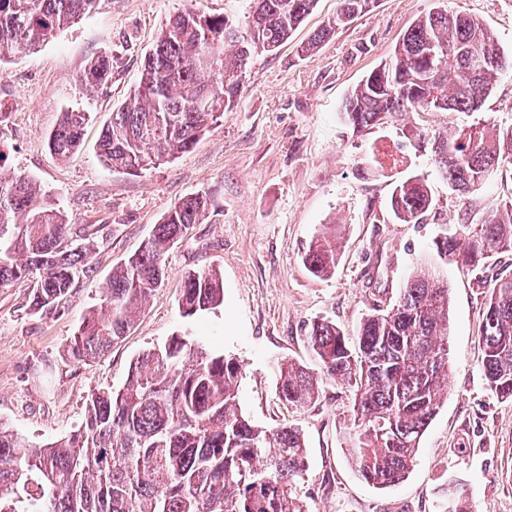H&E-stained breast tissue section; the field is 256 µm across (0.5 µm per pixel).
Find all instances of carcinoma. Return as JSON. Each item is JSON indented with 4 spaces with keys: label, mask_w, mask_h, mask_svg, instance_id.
<instances>
[{
    "label": "carcinoma",
    "mask_w": 512,
    "mask_h": 512,
    "mask_svg": "<svg viewBox=\"0 0 512 512\" xmlns=\"http://www.w3.org/2000/svg\"><path fill=\"white\" fill-rule=\"evenodd\" d=\"M242 35L234 18L200 11L169 15L145 55L139 85L104 129L99 157L126 174L169 162L194 147L224 112L238 106L253 54L278 50L316 0H249ZM417 16L390 58L348 94L347 123L371 127L396 112H474L502 74L512 70L479 19L448 9V0ZM99 0H0V58L29 52L95 9ZM374 0H340V12L301 46L312 54L336 29L371 10ZM112 77L99 56L81 83ZM86 112H64L48 147L65 158L78 149ZM448 187L464 196L496 172L512 169V123L456 129L432 143ZM210 198L179 200L140 250L112 270L104 305L92 308L66 346L80 363L105 354L136 321L143 302L166 276V255L191 224L203 222ZM390 207L419 224L433 207L426 182L411 176L393 189ZM435 265L423 266L388 307L375 304L347 334L335 322L312 323L310 362L277 365L280 401L302 409L323 383L347 388L351 427L345 442L355 474L377 488L401 483L416 462L422 436L448 387L450 288L436 264L471 273L512 253V212L461 224L433 240ZM90 244L61 205L27 177L0 176V288L30 282L28 309L52 310L80 277L92 272ZM302 263L317 278L336 272V235L322 232ZM224 304L219 269L189 270L179 300L185 317ZM488 389L512 400V277L485 295L480 336ZM242 364L198 340L174 336L131 363L124 385L91 394L80 427L47 445L24 446L0 426V512H308L299 493L308 448L299 428L265 430L242 412ZM448 512H475L465 486L448 479Z\"/></svg>",
    "instance_id": "carcinoma-1"
}]
</instances>
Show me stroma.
I'll use <instances>...</instances> for the list:
<instances>
[{"label": "stroma", "instance_id": "stroma-1", "mask_svg": "<svg viewBox=\"0 0 512 512\" xmlns=\"http://www.w3.org/2000/svg\"><path fill=\"white\" fill-rule=\"evenodd\" d=\"M434 0H376L308 57L301 42L335 17L339 0H318L288 42L253 56L240 103L225 112L191 150L136 175L105 167L98 142L113 111L141 78L145 54L161 25L177 11L226 14L247 24L246 0H99L84 15L30 53L0 61V175L25 176L59 201L71 223L97 246L94 273L80 278L58 308L33 315L29 288H0V422L22 439L47 444L74 430L91 393L122 387L129 366L174 336H200L237 357L243 372L238 401L256 425L290 421L304 433L308 471L300 485L310 512H439L441 490L462 480L477 512H512V402L487 388L480 331L485 295L500 272L512 273V253L495 257L477 276L448 265L451 369L448 392L424 434L417 462L401 484L377 489L360 481L345 451L349 394L325 384L300 411L279 400L276 365L309 362L311 323L328 319L353 331L372 304L396 302L407 277L428 258L433 239L462 218L482 223L512 197V175L492 174L467 197L448 190L432 143L448 130L512 122V72L475 112H404L353 130L344 119L348 92L391 55L413 19ZM478 18L512 53V0H448ZM112 59V77L85 87L91 59ZM88 113L80 148L59 160L47 145L62 112ZM409 157L385 171L378 149ZM424 178L434 207L421 224H402L390 197L399 180ZM211 205L168 253L163 285L137 323L101 358L77 363L65 345L87 310L100 301L115 264L139 250L155 224L190 194ZM334 226L341 258L328 279L311 275L302 255L312 237ZM219 266L224 305L183 317L178 299L190 269Z\"/></svg>", "mask_w": 512, "mask_h": 512}]
</instances>
